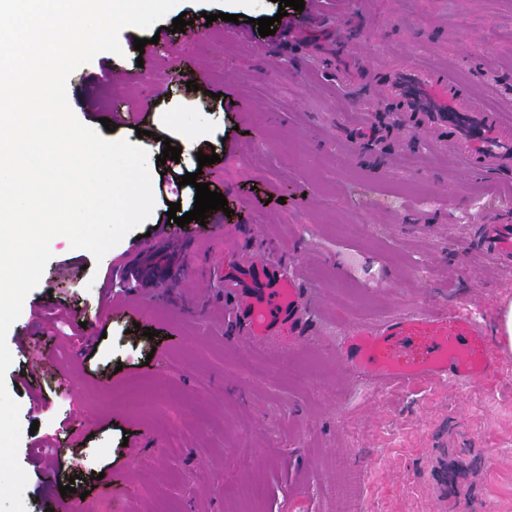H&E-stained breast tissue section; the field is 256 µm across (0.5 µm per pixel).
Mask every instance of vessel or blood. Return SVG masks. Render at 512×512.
I'll list each match as a JSON object with an SVG mask.
<instances>
[{
    "mask_svg": "<svg viewBox=\"0 0 512 512\" xmlns=\"http://www.w3.org/2000/svg\"><path fill=\"white\" fill-rule=\"evenodd\" d=\"M379 91L398 100L415 122L440 130L448 140L449 155L472 170L512 167V115L489 107L486 95L475 93L445 69H426L417 60H407L390 71ZM487 242L498 257H511L512 223L490 224ZM225 288L253 337L266 339L283 325L302 322L305 292L272 266L231 269ZM345 349L350 367L377 388L439 378L468 386L494 366L481 323L460 310L445 326L423 318L360 331L348 338Z\"/></svg>",
    "mask_w": 512,
    "mask_h": 512,
    "instance_id": "obj_1",
    "label": "vessel or blood"
}]
</instances>
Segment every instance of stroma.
<instances>
[{
	"label": "stroma",
	"mask_w": 512,
	"mask_h": 512,
	"mask_svg": "<svg viewBox=\"0 0 512 512\" xmlns=\"http://www.w3.org/2000/svg\"><path fill=\"white\" fill-rule=\"evenodd\" d=\"M224 2L180 0L190 24L174 33L163 19L151 69L133 47L147 31L127 27L111 78L97 56L67 81L89 127L116 106L140 114L111 137L151 131L155 204L102 260L53 239L7 334L26 512H512V353L495 333L512 261L484 234L512 170L458 166L429 129L366 94L409 56L512 110V0H304L281 40L256 24L277 0H248L239 24L206 22ZM166 113L187 135L168 133ZM166 136L179 161L160 163ZM201 153L220 160L199 166ZM193 172L228 202L208 213L223 248L209 251L198 221L169 227L175 275L110 290V268L148 261L139 237L166 225L170 204L192 210L196 189L180 179ZM248 260L307 290L299 340H250L230 312L214 271ZM458 306L495 358L473 385L378 390L346 368L358 328ZM57 308L85 323L91 351L45 328ZM42 442L57 453L36 465Z\"/></svg>",
	"instance_id": "stroma-1"
}]
</instances>
